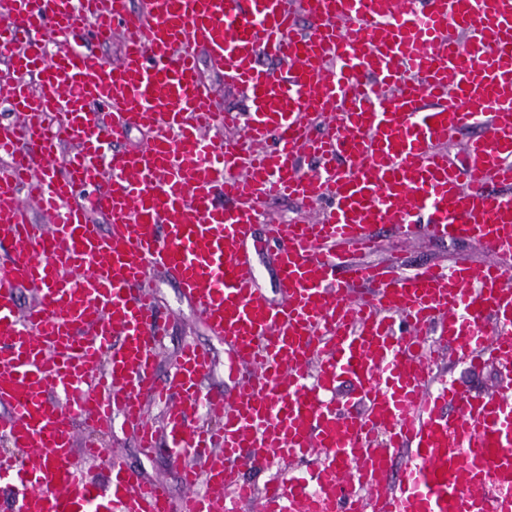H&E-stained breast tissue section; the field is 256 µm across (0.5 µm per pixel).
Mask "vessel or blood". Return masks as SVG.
Here are the masks:
<instances>
[{"mask_svg":"<svg viewBox=\"0 0 512 512\" xmlns=\"http://www.w3.org/2000/svg\"><path fill=\"white\" fill-rule=\"evenodd\" d=\"M115 37L114 63L93 47ZM201 51L244 108L217 109ZM0 58L20 118L0 127V439L23 451L0 456V512H512V398L428 370L444 354L512 373V0H9ZM138 128L151 142L121 150ZM275 198L301 218L270 215ZM257 224L279 247L275 302L243 254ZM387 224L491 259L372 261ZM153 268L223 336L232 398L200 388L195 344L156 376ZM117 417L167 449L180 501L117 462L89 480L104 451L77 448L74 421L106 435Z\"/></svg>","mask_w":512,"mask_h":512,"instance_id":"1","label":"vessel or blood"}]
</instances>
